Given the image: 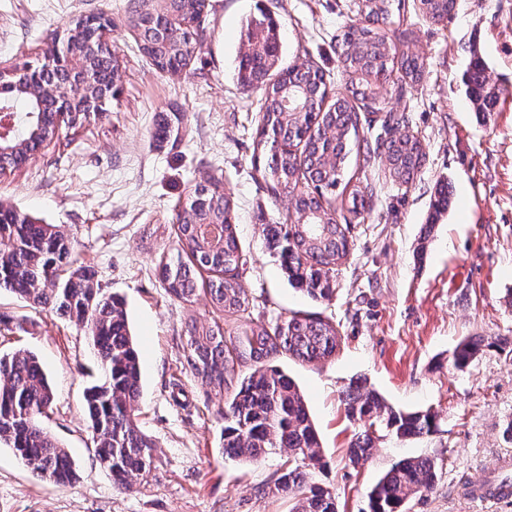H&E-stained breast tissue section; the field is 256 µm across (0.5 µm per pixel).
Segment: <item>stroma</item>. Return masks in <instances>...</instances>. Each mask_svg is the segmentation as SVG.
<instances>
[{
    "instance_id": "35a3bbf8",
    "label": "stroma",
    "mask_w": 512,
    "mask_h": 512,
    "mask_svg": "<svg viewBox=\"0 0 512 512\" xmlns=\"http://www.w3.org/2000/svg\"><path fill=\"white\" fill-rule=\"evenodd\" d=\"M358 2L210 0L190 65L169 75L139 51L128 0H0V70L42 60L78 16L112 19L107 38L124 62L116 98L83 125L61 127L55 145L0 178V202L58 225L102 292L123 299L141 362L135 419L154 443L148 476L116 487L97 461L84 412V391L101 376L85 328L0 292V354L27 349L41 360L54 401L40 423L77 473L54 484L0 445V512H289L288 496L275 489L286 451L247 464L220 453L227 393L188 364L187 329L217 323L232 332L295 313L329 320L342 336L329 360L276 361L303 391L327 462L309 469L308 481L333 490L339 512H365L385 472L418 456L437 458L441 468L434 488L412 498L407 512H512L465 494L471 476L512 455L503 435L512 421V0H456L442 24L406 0L401 26L427 69L407 92L385 86L380 106L409 113L426 158L412 185L377 180L363 221L349 224L350 254L330 299L312 300L290 283L265 240L269 226L284 223L292 198L273 196L253 165L262 94L234 76L242 27L271 15L283 64L311 59L337 90V35ZM476 59L499 90L485 114L465 95ZM178 118L179 138L153 140L159 124ZM205 181L229 195L239 226L238 282L250 301L240 316L217 311L203 291L188 302L172 298L158 276L160 259L176 246L175 206ZM446 185L451 205L439 214L433 204ZM475 337L488 347L456 370L455 346ZM355 379L394 408L431 411L434 431L380 437L368 461L352 466L354 427L339 398Z\"/></svg>"
}]
</instances>
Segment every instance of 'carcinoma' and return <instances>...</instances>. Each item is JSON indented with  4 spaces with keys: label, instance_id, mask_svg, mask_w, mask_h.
Segmentation results:
<instances>
[{
    "label": "carcinoma",
    "instance_id": "cac0c4a2",
    "mask_svg": "<svg viewBox=\"0 0 512 512\" xmlns=\"http://www.w3.org/2000/svg\"><path fill=\"white\" fill-rule=\"evenodd\" d=\"M363 18L343 26L338 62L344 80L341 91L330 92L324 72L306 61L278 68L281 52L279 26L270 17H251L244 24L245 50L235 59L234 75L244 89L263 91L254 159L262 163L263 179L274 196L294 197L289 223L269 228L273 242H283V266L291 280L306 285L313 300L333 293L330 278L347 259L348 220L331 207L329 197L344 177L345 162L357 147L362 155L361 176L349 193L348 212L364 207L362 185L378 158L386 161L390 180L415 182L426 156L421 140L408 133L393 135L395 127L409 126V115L387 113L378 122L374 140H360L361 122L372 123L377 90L391 82L400 92L421 82L426 59L399 49L405 42L398 32L404 0H361ZM422 16L433 23L448 20L456 0H417ZM199 0H164L159 11L143 9L142 0H130L140 51L156 70L176 75L192 59L191 49L201 31ZM86 19L77 20L65 36L83 49L91 39ZM95 76L93 91L108 87L101 109L118 93L111 82L119 70L116 53L101 50L90 56ZM484 65L475 60L464 82L465 93L478 112H489L496 89L483 77ZM14 86L1 100L0 110L14 115L8 139L12 150L0 153V177L26 166V150L47 147L55 139L54 113L41 112L28 78L15 71L0 72V83ZM304 189H298L299 183ZM176 253L159 264L165 291L191 300L198 284L205 285L213 306L227 315L247 310L249 299L238 283L241 252L231 200L210 182L197 184L176 214ZM0 291L35 305L66 314L86 327L104 374L103 382L85 391V409L96 457L112 473L115 484L126 487L150 472L153 443L135 421L134 403L141 394V368L123 303L101 293L95 273L74 256L72 241L53 224H43L27 213L0 204ZM209 274L203 279V274ZM188 362L208 384L222 390L229 363L249 360L254 369L242 378L224 403L220 451L224 458L252 463L276 448L304 460L290 465L276 490L297 500L295 512H339L335 494L310 485L305 468L327 465L320 451L316 426L295 381L274 361L287 355L303 363L327 360L340 346L341 336L331 322L313 314H294L271 325L248 322L226 338L219 324L187 330ZM484 340L465 338L455 347V368H468L480 354ZM53 389L39 358L18 350L0 355V444L13 449L37 476L58 484L75 477L72 459L39 422L51 405ZM346 418L359 427L349 462L366 461L375 434L398 439L431 433V411H403L387 405L377 392L353 381L341 394ZM438 463L431 457L400 460L368 493L367 512H404L411 498L430 491L437 480Z\"/></svg>",
    "mask_w": 512,
    "mask_h": 512
}]
</instances>
